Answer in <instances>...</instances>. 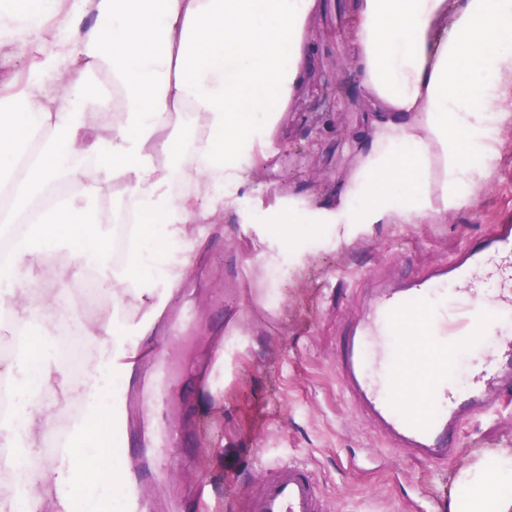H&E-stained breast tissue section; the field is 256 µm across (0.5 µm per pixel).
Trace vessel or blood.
I'll return each mask as SVG.
<instances>
[{
  "label": "vessel or blood",
  "instance_id": "b4317fda",
  "mask_svg": "<svg viewBox=\"0 0 512 512\" xmlns=\"http://www.w3.org/2000/svg\"><path fill=\"white\" fill-rule=\"evenodd\" d=\"M458 283L465 286L460 295L454 291ZM404 325L413 326L423 343H408L400 332ZM465 346L489 359L462 386L456 373ZM143 374L130 391L127 432L146 443L154 433L144 413L165 396L169 374L157 360ZM339 375L349 398L395 447L452 457L462 427L496 409L498 389L512 385V224L493 225L448 266L378 291L357 315ZM177 451V432L168 430L156 459L142 463L138 480L153 479L159 459ZM262 469L239 512H326L309 464L268 459Z\"/></svg>",
  "mask_w": 512,
  "mask_h": 512
}]
</instances>
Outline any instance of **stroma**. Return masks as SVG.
Here are the masks:
<instances>
[{"label":"stroma","mask_w":512,"mask_h":512,"mask_svg":"<svg viewBox=\"0 0 512 512\" xmlns=\"http://www.w3.org/2000/svg\"><path fill=\"white\" fill-rule=\"evenodd\" d=\"M350 0H319L308 25L315 67L284 112L262 166L237 190L238 209L211 225L195 273L168 308L183 311L181 332L166 335L175 394L159 425L180 420L182 467L142 488L150 512H176L207 480L223 512H236L241 494L259 477L260 455L309 463L328 512H448L461 467L485 450L512 448V398L491 416L466 424L453 459L434 462L393 449L347 397L337 361L356 312L372 291L403 285L444 266L492 225L512 221V130L502 129L492 178L474 207L435 224H383L373 236L311 255L298 273L280 271L262 282L254 261L263 251L255 226L279 197L335 200L353 158L345 148L368 136L371 114L346 54ZM37 44L0 42V86L25 78ZM251 223H242L241 213ZM224 350V390H205L197 371Z\"/></svg>","instance_id":"1"}]
</instances>
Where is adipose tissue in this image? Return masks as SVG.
<instances>
[{"label":"adipose tissue","instance_id":"1","mask_svg":"<svg viewBox=\"0 0 512 512\" xmlns=\"http://www.w3.org/2000/svg\"><path fill=\"white\" fill-rule=\"evenodd\" d=\"M318 0H0V32L59 40L20 90L0 93V223L29 214L26 237L0 263V313L41 343L35 359L0 364L16 412L0 421L10 491L0 512H73L70 492L87 479L126 497L125 469L91 465V424L111 418L95 399L100 375L130 378L158 317L193 273L209 224L235 208L234 187L266 160L283 112L309 74L310 15ZM347 42L374 119L354 147L335 201L279 200L266 210L259 255L268 279L305 267L313 247L350 245L381 224H419L475 205L512 120V0H352ZM108 83L112 94L99 92ZM119 110L87 128L85 112ZM124 185L112 205L154 226L124 265L99 206L104 184ZM66 192H56V185ZM76 262L57 265L56 254ZM96 268L113 313L90 322L67 279ZM55 283V293L34 279ZM96 344L89 377L67 376L49 353L59 321ZM83 415L72 444L41 467L32 457L72 403ZM449 512H512V448L462 467Z\"/></svg>","mask_w":512,"mask_h":512}]
</instances>
